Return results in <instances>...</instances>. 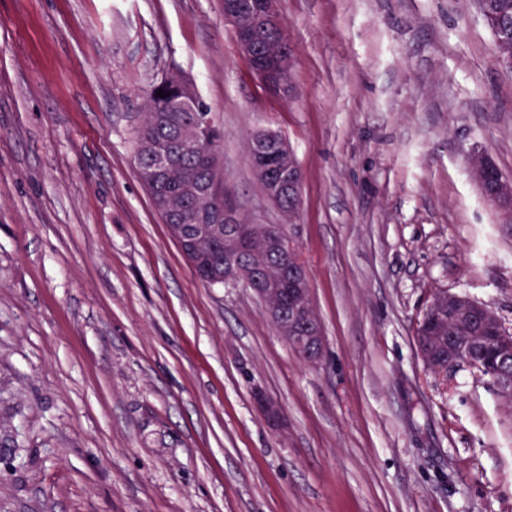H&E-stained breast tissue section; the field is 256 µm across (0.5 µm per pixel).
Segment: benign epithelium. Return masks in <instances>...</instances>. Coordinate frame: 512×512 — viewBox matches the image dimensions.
Listing matches in <instances>:
<instances>
[{
  "mask_svg": "<svg viewBox=\"0 0 512 512\" xmlns=\"http://www.w3.org/2000/svg\"><path fill=\"white\" fill-rule=\"evenodd\" d=\"M482 15L494 25L497 40V62L512 70V27L503 28L489 9V0H478ZM224 21L233 27L240 50L251 70L271 93L286 97L291 89L290 73L294 52L288 42L278 38L282 30L279 0H224ZM160 85L172 87L188 101L193 89L180 76L165 77ZM200 125L183 128L178 137L156 136L147 144L150 163L145 178L151 185L166 179L182 156L198 150ZM250 155L263 193L270 199L288 196V218L297 215L302 198V171L293 151L278 134L258 130L250 139ZM223 179L218 156L209 158L205 175L184 187V201L191 212L197 232L223 243L224 273L228 281L243 278L251 291L265 304V313L283 337L305 361L316 364L324 352V336L314 308L308 271L296 261L283 262L274 278L258 269H246L238 258L254 251H286L285 228L282 224L238 223L234 206L199 201L213 196L215 186ZM485 200L498 209L512 211V179L503 178L497 187L483 193ZM439 311L453 318L455 335L448 338L434 332L416 339L418 355L425 368L448 381L462 362L474 363L472 355L488 351L497 367L495 385L506 398L512 397V331L505 328L499 316L486 304L455 293H447L435 302ZM263 415L273 426L283 422L278 402L262 395L257 398Z\"/></svg>",
  "mask_w": 512,
  "mask_h": 512,
  "instance_id": "7a95c632",
  "label": "benign epithelium"
}]
</instances>
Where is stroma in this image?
Here are the masks:
<instances>
[{"mask_svg": "<svg viewBox=\"0 0 512 512\" xmlns=\"http://www.w3.org/2000/svg\"><path fill=\"white\" fill-rule=\"evenodd\" d=\"M269 92L224 0H0V512H512V402L426 371L442 290L512 329V72L476 0H280ZM224 131L240 217L284 224L325 336L298 356L250 289L204 285L134 163L166 73ZM280 133L296 220L248 141ZM281 404L273 428L256 393ZM485 200L498 209H507L512 212V179L503 178L497 187L485 192L482 191Z\"/></svg>", "mask_w": 512, "mask_h": 512, "instance_id": "35a3bbf8", "label": "stroma"}]
</instances>
